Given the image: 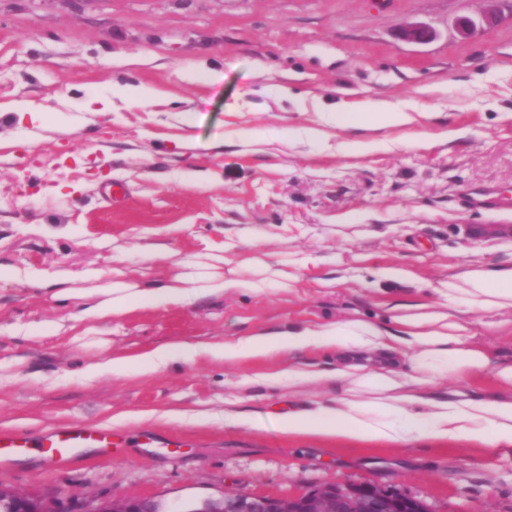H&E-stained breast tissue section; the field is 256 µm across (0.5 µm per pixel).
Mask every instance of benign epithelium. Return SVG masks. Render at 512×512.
Instances as JSON below:
<instances>
[{"mask_svg": "<svg viewBox=\"0 0 512 512\" xmlns=\"http://www.w3.org/2000/svg\"><path fill=\"white\" fill-rule=\"evenodd\" d=\"M409 42L422 43L432 31L422 25L404 29ZM0 512H168L151 497L102 501L91 499L78 505L37 498L0 488ZM196 512H430L424 501L372 485L323 484L297 495L259 496L229 493L206 502Z\"/></svg>", "mask_w": 512, "mask_h": 512, "instance_id": "benign-epithelium-1", "label": "benign epithelium"}]
</instances>
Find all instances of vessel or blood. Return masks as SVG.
<instances>
[{"label": "vessel or blood", "mask_w": 512, "mask_h": 512, "mask_svg": "<svg viewBox=\"0 0 512 512\" xmlns=\"http://www.w3.org/2000/svg\"><path fill=\"white\" fill-rule=\"evenodd\" d=\"M91 448L106 460L120 457L119 441L104 426L74 421L46 435L0 431V471H25L35 459L51 470L85 457Z\"/></svg>", "instance_id": "b4317fda"}]
</instances>
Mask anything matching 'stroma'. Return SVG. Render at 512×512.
Wrapping results in <instances>:
<instances>
[{
    "label": "stroma",
    "mask_w": 512,
    "mask_h": 512,
    "mask_svg": "<svg viewBox=\"0 0 512 512\" xmlns=\"http://www.w3.org/2000/svg\"><path fill=\"white\" fill-rule=\"evenodd\" d=\"M414 24L432 39L404 40ZM116 82L151 96H115ZM382 103L410 123L336 121L338 105ZM477 189L512 199V0H0V267L15 272L0 280V429L113 423L130 442L120 461L91 452L0 485L174 505L368 483L431 512H512V446L282 433L280 405L336 397L266 384L286 353L136 365L168 345L447 313L467 265L512 262V209L468 207ZM212 255L235 288L80 315L113 270L153 288ZM265 266L277 276L260 289ZM390 267L404 280H381ZM33 270L51 281L28 283ZM61 284L76 297H56ZM461 320L512 352L511 308ZM108 359L126 371L88 374ZM228 408L251 423L225 422ZM145 431L173 447L140 446Z\"/></svg>",
    "instance_id": "35a3bbf8"
}]
</instances>
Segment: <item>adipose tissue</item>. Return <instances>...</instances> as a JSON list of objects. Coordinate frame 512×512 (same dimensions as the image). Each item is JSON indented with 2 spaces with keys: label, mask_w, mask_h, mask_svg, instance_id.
<instances>
[{
  "label": "adipose tissue",
  "mask_w": 512,
  "mask_h": 512,
  "mask_svg": "<svg viewBox=\"0 0 512 512\" xmlns=\"http://www.w3.org/2000/svg\"><path fill=\"white\" fill-rule=\"evenodd\" d=\"M235 285V280L211 271L184 272L159 287L141 290L115 278L101 287L102 302L86 307L83 314L117 315L140 298L185 303L203 294L224 293ZM448 305L461 313L512 308V263L472 264L462 284H449ZM310 349L335 351V372L297 362V355ZM275 350L287 351L293 358L284 377L289 383L320 385L333 380L340 386L333 402L282 412L279 427L288 435H340L387 443L424 437L512 445V391L458 390L438 396L430 390L448 373L486 370L512 388V356L475 343L461 322L436 313L402 316L392 327L343 318L318 329L297 325L285 333L217 343L204 351L228 361ZM284 378L276 374L272 380L277 383Z\"/></svg>",
  "instance_id": "1"
}]
</instances>
